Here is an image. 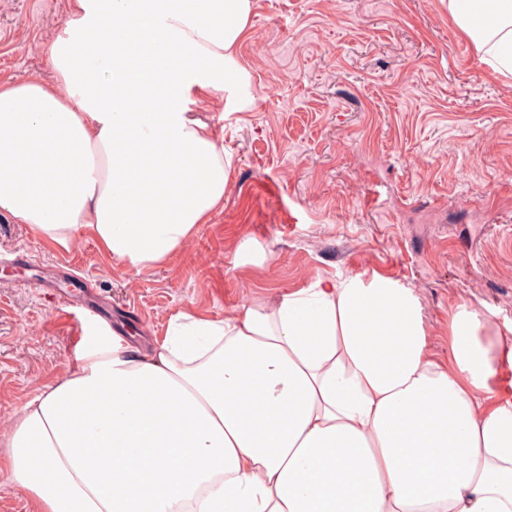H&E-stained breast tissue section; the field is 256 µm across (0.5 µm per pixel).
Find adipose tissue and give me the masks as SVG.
I'll return each mask as SVG.
<instances>
[{"label": "adipose tissue", "instance_id": "ef3b65f1", "mask_svg": "<svg viewBox=\"0 0 512 512\" xmlns=\"http://www.w3.org/2000/svg\"><path fill=\"white\" fill-rule=\"evenodd\" d=\"M512 76V0H448ZM251 0H74L56 81L0 84V213L144 272L224 201L231 166L190 92L222 89ZM158 22L161 38L134 39ZM173 86L146 96L144 84ZM152 195L132 204V187ZM512 337L467 303L432 351L414 289L320 277L140 348L91 322L13 414L0 476L38 512H512Z\"/></svg>", "mask_w": 512, "mask_h": 512}]
</instances>
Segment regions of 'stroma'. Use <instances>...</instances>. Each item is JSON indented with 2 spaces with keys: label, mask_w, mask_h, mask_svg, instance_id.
I'll return each mask as SVG.
<instances>
[{
  "label": "stroma",
  "mask_w": 512,
  "mask_h": 512,
  "mask_svg": "<svg viewBox=\"0 0 512 512\" xmlns=\"http://www.w3.org/2000/svg\"><path fill=\"white\" fill-rule=\"evenodd\" d=\"M225 90L190 96L232 156L224 204L164 265L138 273L84 237L36 239L0 214V431L66 375L95 301L145 342L181 312L214 319L323 276L392 277L448 356L466 302L512 324V78L493 76L440 0H252ZM72 0H0V83L53 81ZM205 110H198V101Z\"/></svg>",
  "instance_id": "1"
}]
</instances>
